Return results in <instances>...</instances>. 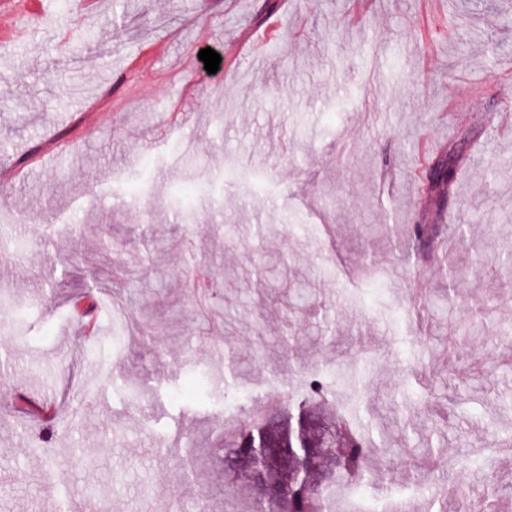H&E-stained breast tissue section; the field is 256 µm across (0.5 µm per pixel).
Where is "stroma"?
<instances>
[{"label":"stroma","mask_w":512,"mask_h":512,"mask_svg":"<svg viewBox=\"0 0 512 512\" xmlns=\"http://www.w3.org/2000/svg\"><path fill=\"white\" fill-rule=\"evenodd\" d=\"M22 7L24 34L0 4V139L23 172L0 184V512H224L232 487L257 504L220 444L224 406L198 398L224 389L228 338L242 415L325 364L357 421L412 426L370 497L419 486L408 512L440 490L448 512L492 494L512 512V469L471 465L512 428V280L494 265L512 244V0ZM449 155L461 178L440 203L427 174ZM20 393L60 405L56 427ZM427 449L449 466L411 464Z\"/></svg>","instance_id":"obj_1"}]
</instances>
